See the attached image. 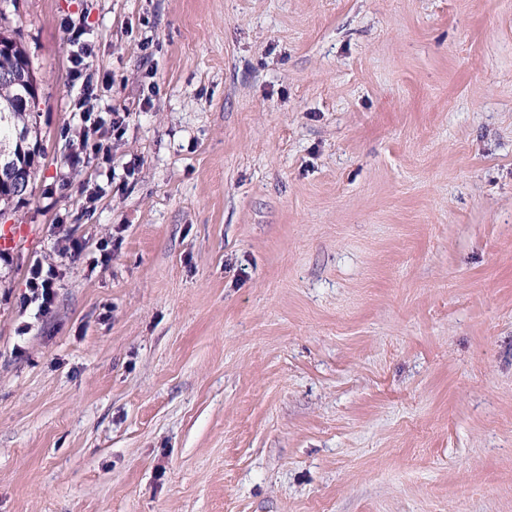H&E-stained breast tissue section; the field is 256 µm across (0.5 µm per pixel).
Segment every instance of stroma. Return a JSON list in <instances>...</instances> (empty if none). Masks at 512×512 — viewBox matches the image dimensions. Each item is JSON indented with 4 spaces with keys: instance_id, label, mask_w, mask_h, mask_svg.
I'll return each mask as SVG.
<instances>
[{
    "instance_id": "obj_1",
    "label": "stroma",
    "mask_w": 512,
    "mask_h": 512,
    "mask_svg": "<svg viewBox=\"0 0 512 512\" xmlns=\"http://www.w3.org/2000/svg\"><path fill=\"white\" fill-rule=\"evenodd\" d=\"M0 10L41 144L0 215L39 230L0 253V512H512V0ZM81 12L108 170L66 166ZM59 224L87 257L37 321Z\"/></svg>"
}]
</instances>
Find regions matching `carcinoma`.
<instances>
[{
    "label": "carcinoma",
    "instance_id": "obj_1",
    "mask_svg": "<svg viewBox=\"0 0 512 512\" xmlns=\"http://www.w3.org/2000/svg\"><path fill=\"white\" fill-rule=\"evenodd\" d=\"M36 76L26 51L20 42L0 36V165L21 173L30 183L36 149L18 152L7 144L20 133L29 138L28 126L36 108Z\"/></svg>",
    "mask_w": 512,
    "mask_h": 512
}]
</instances>
